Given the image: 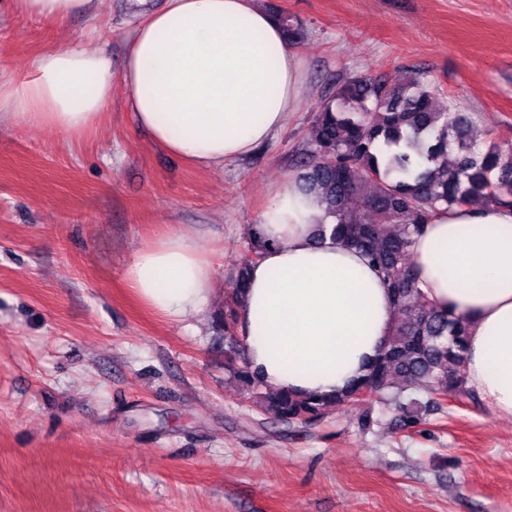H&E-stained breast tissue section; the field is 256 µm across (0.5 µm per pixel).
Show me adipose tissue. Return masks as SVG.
<instances>
[{
	"mask_svg": "<svg viewBox=\"0 0 512 512\" xmlns=\"http://www.w3.org/2000/svg\"><path fill=\"white\" fill-rule=\"evenodd\" d=\"M89 0H12L15 13L64 20ZM305 61L256 0H167L138 25L123 82L139 128L204 168L272 140L299 105ZM112 97V60L55 48L22 78L0 73V114L15 123L85 134ZM327 217L296 178L278 184L257 231L274 248L249 270L237 308L243 352L267 388L322 395L357 382L391 331L381 275L357 249L316 242ZM421 288L469 328L465 380L512 419V209L455 207L416 237ZM134 296L178 320L208 303L214 270L192 236L173 232L140 248L127 272Z\"/></svg>",
	"mask_w": 512,
	"mask_h": 512,
	"instance_id": "1",
	"label": "adipose tissue"
}]
</instances>
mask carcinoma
<instances>
[{"instance_id": "1", "label": "carcinoma", "mask_w": 512, "mask_h": 512, "mask_svg": "<svg viewBox=\"0 0 512 512\" xmlns=\"http://www.w3.org/2000/svg\"><path fill=\"white\" fill-rule=\"evenodd\" d=\"M470 126L447 93L416 77L400 86L381 75L346 78L318 106L296 165L302 188L335 219L321 225L318 241L330 237L365 253L390 290L395 323L361 381L329 398L273 393L242 354L231 353L229 372L280 422L315 425L334 408L351 406L367 430L378 404L413 428L452 393L476 397L465 385L466 322L421 291L412 259L415 238L441 211L512 207V146L483 152ZM269 246L251 235L232 298L243 293L249 267ZM364 389L367 400L359 399ZM421 390L424 401L414 397Z\"/></svg>"}]
</instances>
